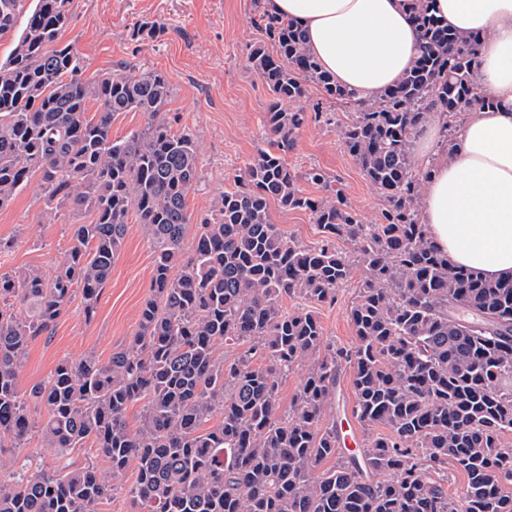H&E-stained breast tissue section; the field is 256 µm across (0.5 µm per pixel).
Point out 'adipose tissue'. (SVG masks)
<instances>
[{
  "label": "adipose tissue",
  "mask_w": 512,
  "mask_h": 512,
  "mask_svg": "<svg viewBox=\"0 0 512 512\" xmlns=\"http://www.w3.org/2000/svg\"><path fill=\"white\" fill-rule=\"evenodd\" d=\"M411 0H263L298 22L310 52L337 84L362 98L397 84L419 49ZM437 17L480 34V85L494 104L467 113L451 146L425 126L416 140L419 218L449 264L490 280L512 278V0H434Z\"/></svg>",
  "instance_id": "1"
}]
</instances>
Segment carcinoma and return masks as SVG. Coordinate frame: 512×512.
Returning <instances> with one entry per match:
<instances>
[{"mask_svg": "<svg viewBox=\"0 0 512 512\" xmlns=\"http://www.w3.org/2000/svg\"><path fill=\"white\" fill-rule=\"evenodd\" d=\"M432 2L413 0L420 53L372 99L355 98L322 70L297 22L256 5L265 40L250 46L249 62L271 92L268 146L195 218L187 200L200 182L198 146L189 127L174 129L167 77L125 65L85 79L83 57L59 42L72 0H34L0 63V210L36 178L47 208L68 206L91 221L71 225L72 244L52 275L0 274V449L25 447L34 404L45 411L48 447L90 442L109 471L91 463L28 472L0 455V472L9 470L0 512H96L119 492L133 512H512V449L500 441L512 431V280L450 265L418 216L419 132L437 117L449 143L462 113L493 104L477 82L479 36L442 24ZM21 6L0 0V33L15 27ZM163 32L139 21L129 38ZM308 82L352 110L340 135L386 201L376 224L327 172L288 164L298 131L331 121L321 101L303 109ZM126 112L145 114L146 124L114 139L112 124ZM303 180L323 194H305ZM272 202L309 213L319 242L286 235ZM132 211L153 250L137 331L108 360L62 359L20 390L27 347L52 334L76 295L85 320L94 319ZM354 253L364 277L347 310L356 345L344 352L330 346L316 308L352 279ZM289 299L303 305L289 311ZM223 344L245 350L226 364ZM343 361L353 416L373 431L350 456L325 418ZM299 369L284 408L278 380ZM135 403L133 429L126 413ZM450 464L467 477L456 498L445 486ZM130 469L132 483L117 486Z\"/></svg>", "mask_w": 512, "mask_h": 512, "instance_id": "cac0c4a2", "label": "carcinoma"}]
</instances>
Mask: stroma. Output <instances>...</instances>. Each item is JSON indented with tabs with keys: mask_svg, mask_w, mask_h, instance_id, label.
<instances>
[{
	"mask_svg": "<svg viewBox=\"0 0 512 512\" xmlns=\"http://www.w3.org/2000/svg\"><path fill=\"white\" fill-rule=\"evenodd\" d=\"M72 9V22L60 40L83 57L86 78L93 80L128 64L167 75L173 88L167 109L194 131L198 141L203 182L199 192L189 196L188 208L196 216L207 214L267 144L262 117L269 93L248 61L250 45L263 38L251 23L254 0H73ZM145 18L164 25V35L156 42H131L130 28ZM328 109L332 123L303 126L288 162L301 171L317 166L334 176L347 204L367 223H377L385 201L340 137L348 110L334 103ZM43 209L39 185L33 181L0 210V238L16 242L12 251L0 254V273L36 269L48 276L63 261L75 215L64 209L48 222ZM152 262L141 225L130 222L94 320L86 321L80 299H72L53 336L39 337L27 348L19 370L20 388L27 390L45 380L61 358L77 360L93 352L105 360L127 342L149 292ZM356 287V281H349L338 289L334 304L318 309L329 340L346 351L356 344L347 314ZM22 453L50 470L64 461L75 468L89 461L100 470L108 468L93 447L74 448L63 456L37 434Z\"/></svg>",
	"mask_w": 512,
	"mask_h": 512,
	"instance_id": "35a3bbf8",
	"label": "stroma"
}]
</instances>
